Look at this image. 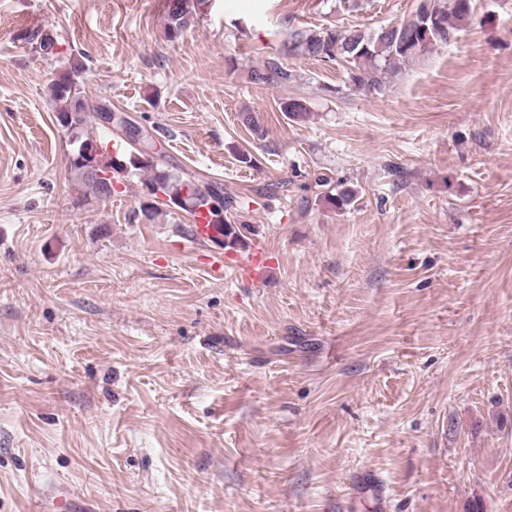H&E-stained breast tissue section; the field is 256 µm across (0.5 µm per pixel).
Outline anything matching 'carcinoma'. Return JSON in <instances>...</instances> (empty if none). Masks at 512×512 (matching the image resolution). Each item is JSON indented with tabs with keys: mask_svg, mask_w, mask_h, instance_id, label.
<instances>
[{
	"mask_svg": "<svg viewBox=\"0 0 512 512\" xmlns=\"http://www.w3.org/2000/svg\"><path fill=\"white\" fill-rule=\"evenodd\" d=\"M192 0H172L167 5L166 37L177 39L185 30L196 23V11L190 5ZM431 9L419 3L415 12L398 25L382 27L366 32L357 27L289 29L283 35L276 53L264 59L251 71V80L261 85H285L294 78L286 60L293 56L308 57L322 62H344L347 64L349 80L357 88L379 91L384 87L386 74L395 71L399 65L417 57L430 47L448 43L460 31L461 25L474 15V0H430ZM20 41L30 45L39 55L53 58L59 51L53 34L37 28L25 32ZM85 66L79 59L71 58L64 75L51 86V99L55 106L58 124L79 142L73 153L75 160L70 170L85 188L84 196L96 201H107L101 182L91 177L78 158L83 151H96V162L103 172H108L113 181L120 183L132 170L147 173L144 186L155 187L161 198L141 215L152 221L162 209H179L198 218L199 211L205 210L210 216L212 200L221 202L224 211L236 210L240 203L236 198L224 194L223 185L204 175L187 171L161 153L154 156L156 139L150 137L135 147L126 144V149L110 155L90 139H81L83 129L91 124L100 125L99 108L88 102L82 90ZM283 111L289 119L304 121L309 117L307 106L299 99L284 103ZM357 191L341 187L336 193L324 195V201L338 210H343L356 201ZM246 224H233L224 220V248L236 249L242 245V231Z\"/></svg>",
	"mask_w": 512,
	"mask_h": 512,
	"instance_id": "obj_1",
	"label": "carcinoma"
}]
</instances>
